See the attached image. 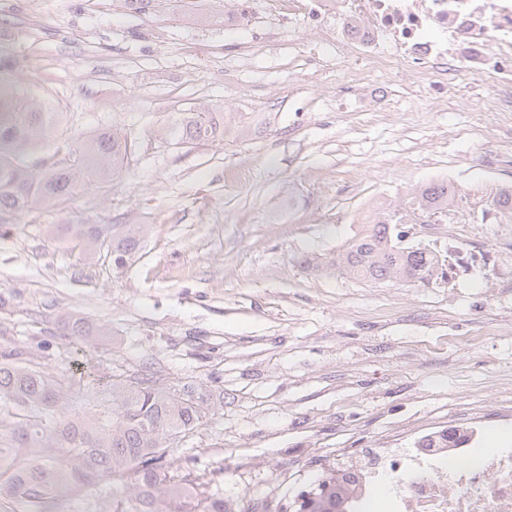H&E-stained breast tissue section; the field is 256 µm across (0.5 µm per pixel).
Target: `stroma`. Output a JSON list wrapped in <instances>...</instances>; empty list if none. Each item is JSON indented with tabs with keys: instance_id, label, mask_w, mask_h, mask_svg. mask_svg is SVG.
<instances>
[{
	"instance_id": "stroma-1",
	"label": "stroma",
	"mask_w": 512,
	"mask_h": 512,
	"mask_svg": "<svg viewBox=\"0 0 512 512\" xmlns=\"http://www.w3.org/2000/svg\"><path fill=\"white\" fill-rule=\"evenodd\" d=\"M0 0V80L48 92L60 137L98 129L134 144L123 176L0 218V348L65 381L86 371L191 384L214 409L176 455L234 512H288L302 492L397 436L448 427L512 448V224L483 218L486 184L512 185V115L390 78L337 53L286 0ZM472 103L458 105L459 96ZM230 114L194 145L181 113ZM430 183L476 191L410 241L446 256L430 284H374L330 262L375 203ZM63 224H146L123 268L75 248ZM109 336L77 349L69 315Z\"/></svg>"
}]
</instances>
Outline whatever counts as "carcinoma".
<instances>
[{
    "label": "carcinoma",
    "instance_id": "obj_1",
    "mask_svg": "<svg viewBox=\"0 0 512 512\" xmlns=\"http://www.w3.org/2000/svg\"><path fill=\"white\" fill-rule=\"evenodd\" d=\"M59 124L51 104L17 86L0 85V215L26 216L37 206L71 196L86 176L101 183L117 178L131 158V144L116 131L98 129L69 138L56 151L76 156V164L53 162L36 168L28 157ZM224 134L221 112H186L169 128L175 145L199 144ZM458 193L431 184L414 193L407 209L375 212L366 228L345 242L333 265L370 283H429L444 272L426 246H400L396 227L424 224L454 210ZM489 210L512 223V186L491 197ZM59 231L84 252L107 246L115 267H123L148 232L146 224H63ZM61 335L89 345L108 335L81 318L62 321ZM21 353L0 351V512H57L63 492L76 499L96 487L98 499L84 512H232L208 489L204 477L182 469L169 441L183 439L211 409L209 397L184 386L168 387L135 377L97 379L87 385L85 408L64 415L71 386L48 370L20 361ZM469 439L448 428L428 439L427 448H456ZM360 476L347 471L318 480L315 497L300 512H358L353 493Z\"/></svg>",
    "mask_w": 512,
    "mask_h": 512
}]
</instances>
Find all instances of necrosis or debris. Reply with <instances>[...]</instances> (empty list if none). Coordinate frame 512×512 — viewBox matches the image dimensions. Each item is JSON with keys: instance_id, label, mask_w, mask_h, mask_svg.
<instances>
[{"instance_id": "obj_1", "label": "necrosis or debris", "mask_w": 512, "mask_h": 512, "mask_svg": "<svg viewBox=\"0 0 512 512\" xmlns=\"http://www.w3.org/2000/svg\"><path fill=\"white\" fill-rule=\"evenodd\" d=\"M298 19L335 25L337 41L373 63L408 61L424 86L487 79L488 110L512 112V0H309ZM377 454L369 480L385 484L388 512H512V448L476 452L464 469L442 448Z\"/></svg>"}]
</instances>
